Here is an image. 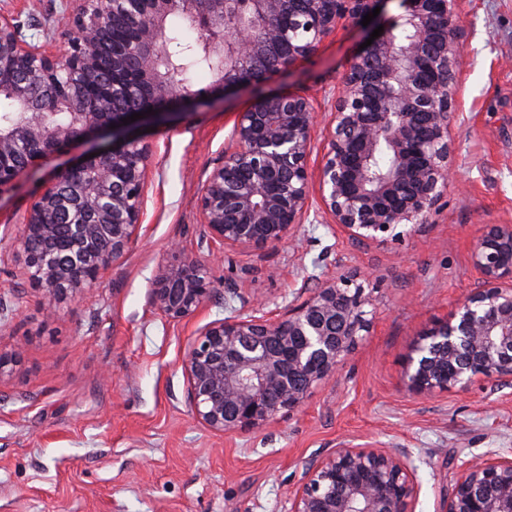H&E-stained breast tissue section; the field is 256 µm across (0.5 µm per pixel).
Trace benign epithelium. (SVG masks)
<instances>
[{
	"label": "benign epithelium",
	"instance_id": "7a95c632",
	"mask_svg": "<svg viewBox=\"0 0 512 512\" xmlns=\"http://www.w3.org/2000/svg\"><path fill=\"white\" fill-rule=\"evenodd\" d=\"M394 0H66L70 35L52 52L0 13V191L49 156L82 142L86 154L57 169L33 200L20 244L28 279L55 303L94 287L137 241L152 145L134 130L194 107L208 91L187 85L188 57L209 60L211 91L263 86L314 55L336 23L383 26L354 55L332 112L317 181L322 209L349 238L383 243L400 226L425 223L453 179L457 83L464 30L457 0H401L407 27L393 37ZM183 16L203 34L173 54L167 20ZM122 24L126 35L114 34ZM140 113V119H122ZM314 113L291 93H262L234 125L232 144L195 200L217 254L288 240L307 215ZM387 163L376 165L379 157ZM71 242L63 257L26 249L30 239ZM151 304L178 321L215 293L208 268L174 243ZM483 288L416 343L404 379L432 395L477 379L512 376V224H493L476 244ZM372 300L356 276L325 280L284 311L204 325L182 360L191 411L211 432L262 428L302 408L313 389L368 332ZM418 484L407 457L386 448H338L305 467L290 512H415ZM442 512H512V457L468 460Z\"/></svg>",
	"mask_w": 512,
	"mask_h": 512
}]
</instances>
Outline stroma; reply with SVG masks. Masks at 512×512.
Instances as JSON below:
<instances>
[{
	"label": "stroma",
	"mask_w": 512,
	"mask_h": 512,
	"mask_svg": "<svg viewBox=\"0 0 512 512\" xmlns=\"http://www.w3.org/2000/svg\"><path fill=\"white\" fill-rule=\"evenodd\" d=\"M458 8L465 38L455 178L426 223L400 239L351 240L314 193L286 243L209 259L195 198L254 95L212 91L213 74L199 68L188 78L207 91L205 103L147 135L154 159L137 243L96 287L60 303L55 318L26 278L18 238L34 196L82 146L0 192V295L15 310L0 322V350L24 348L0 378V512H289L305 466L339 448L406 453L420 487L416 512H441L464 461L512 457V380L432 396L404 383L421 334L481 288L476 239L488 225L512 224V0H460ZM0 11L57 36L67 29L63 0H0ZM363 37L352 20H339L316 54L268 85L314 108L310 172L322 163L336 92ZM173 242L209 260L216 290L179 321L150 302ZM355 271L368 275L370 329L301 411L233 437L195 419L181 362L201 327L248 315L256 297L283 310L322 280Z\"/></svg>",
	"instance_id": "1"
}]
</instances>
